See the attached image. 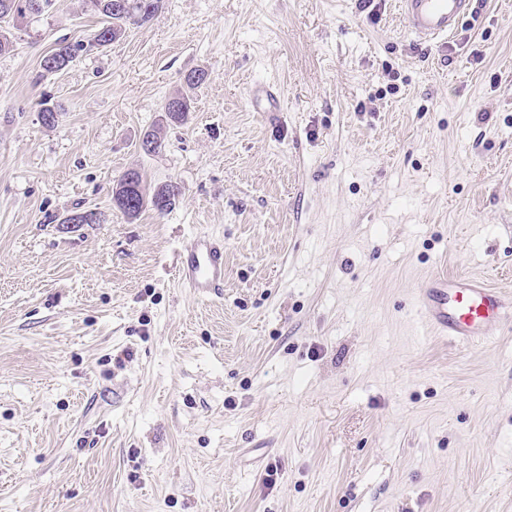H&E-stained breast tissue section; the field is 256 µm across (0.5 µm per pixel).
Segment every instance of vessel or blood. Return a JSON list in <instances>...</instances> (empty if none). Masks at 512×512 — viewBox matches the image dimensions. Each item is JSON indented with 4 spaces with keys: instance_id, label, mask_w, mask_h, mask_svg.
I'll return each mask as SVG.
<instances>
[{
    "instance_id": "obj_1",
    "label": "vessel or blood",
    "mask_w": 512,
    "mask_h": 512,
    "mask_svg": "<svg viewBox=\"0 0 512 512\" xmlns=\"http://www.w3.org/2000/svg\"><path fill=\"white\" fill-rule=\"evenodd\" d=\"M472 0H400L412 34L425 41L453 36L470 14ZM177 276L196 297L208 299L224 288V244L210 234H197L176 261ZM415 302L421 322L434 335L480 347L512 316L504 292L481 276L426 279Z\"/></svg>"
}]
</instances>
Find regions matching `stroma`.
<instances>
[{
    "label": "stroma",
    "instance_id": "obj_1",
    "mask_svg": "<svg viewBox=\"0 0 512 512\" xmlns=\"http://www.w3.org/2000/svg\"><path fill=\"white\" fill-rule=\"evenodd\" d=\"M79 4L0 54V512H512V320L466 347L414 302L444 274L512 295V0L445 43L398 0H161L44 71L98 30ZM131 168L174 208L123 216ZM203 232L208 300L175 270ZM84 48V44H70V43H60L56 45L54 48V57L53 60L56 62V67L48 66L47 63L43 66V69L46 72H55L56 68L63 67L62 71L70 66L71 63L78 57V53ZM177 276L198 298L219 296L224 288V243L199 233L176 261Z\"/></svg>",
    "mask_w": 512,
    "mask_h": 512
}]
</instances>
